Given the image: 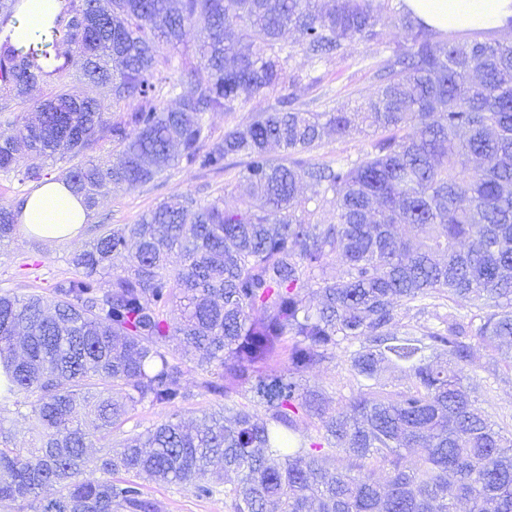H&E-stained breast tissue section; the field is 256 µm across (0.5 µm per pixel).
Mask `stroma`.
<instances>
[{"label":"stroma","mask_w":512,"mask_h":512,"mask_svg":"<svg viewBox=\"0 0 512 512\" xmlns=\"http://www.w3.org/2000/svg\"><path fill=\"white\" fill-rule=\"evenodd\" d=\"M381 26L386 33L385 46L352 41L347 44L343 56L323 62L308 59L298 49L297 33L286 35L292 52L290 67L313 80L302 98L305 110L346 111L354 106L359 95L373 92L374 66L385 48L407 42L404 29L394 26L389 17H382ZM234 190L233 170L216 174L180 164L136 190L110 192L104 205L93 211L91 229L72 240L49 244L23 229H16L9 240L0 242V288L19 295H50L57 279L73 273L72 258L91 241L94 225L136 223L142 214L176 194H189L206 202ZM471 374L483 385L478 407L491 421L512 427V368L494 363L484 355ZM305 381L309 387L324 394L326 409L330 412L357 390L339 358L307 372ZM169 414L166 408H141L122 429L97 437L95 447L86 458L87 472L97 471L101 449L116 445L127 434L150 427ZM143 492L146 498L156 503L158 512H229L220 491L210 497H199L181 486L147 481L143 484Z\"/></svg>","instance_id":"35a3bbf8"}]
</instances>
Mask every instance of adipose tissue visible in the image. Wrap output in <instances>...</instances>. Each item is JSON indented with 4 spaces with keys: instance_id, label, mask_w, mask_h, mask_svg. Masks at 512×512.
<instances>
[{
    "instance_id": "ef3b65f1",
    "label": "adipose tissue",
    "mask_w": 512,
    "mask_h": 512,
    "mask_svg": "<svg viewBox=\"0 0 512 512\" xmlns=\"http://www.w3.org/2000/svg\"><path fill=\"white\" fill-rule=\"evenodd\" d=\"M405 9L426 26L445 30H486L501 26L512 16V0H403ZM60 0H22L16 14L18 46H28L53 22ZM80 196L64 182L48 178L17 209V222L42 239L69 240L87 221Z\"/></svg>"
}]
</instances>
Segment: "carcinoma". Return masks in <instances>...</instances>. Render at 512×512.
I'll return each instance as SVG.
<instances>
[{"mask_svg": "<svg viewBox=\"0 0 512 512\" xmlns=\"http://www.w3.org/2000/svg\"><path fill=\"white\" fill-rule=\"evenodd\" d=\"M16 2L0 0V99L24 102L41 81L54 92L0 136V175L41 181L43 168H19L25 152L63 161L62 181L94 210L181 161L218 173L236 157L242 194L178 195L95 228L48 298L0 290V411L30 407L35 440L23 453L0 429V508L156 512L135 478L210 496L224 471L238 476L231 512H512V431L476 406L467 376L475 340L512 365V17L459 41L398 12L410 40L377 66L374 92L351 112H309L284 34L316 60L380 45L376 0H62L26 48ZM192 26L203 40L191 53ZM72 53L111 113L75 84ZM175 53L169 108L160 67ZM277 89L286 106L212 134L210 114ZM368 130L380 138L354 160L307 157L331 132ZM102 142L112 157L90 155ZM16 221L0 206V240ZM427 299L447 307L437 327L421 322ZM340 350L362 391L329 414L304 376ZM185 353L202 392H247L264 417L226 405L189 427L173 414L85 476L80 417L110 434L140 406L189 401ZM283 354L284 369L264 372ZM385 365L409 385L378 389ZM120 472L132 478L112 482Z\"/></svg>", "mask_w": 512, "mask_h": 512, "instance_id": "obj_1", "label": "carcinoma"}]
</instances>
